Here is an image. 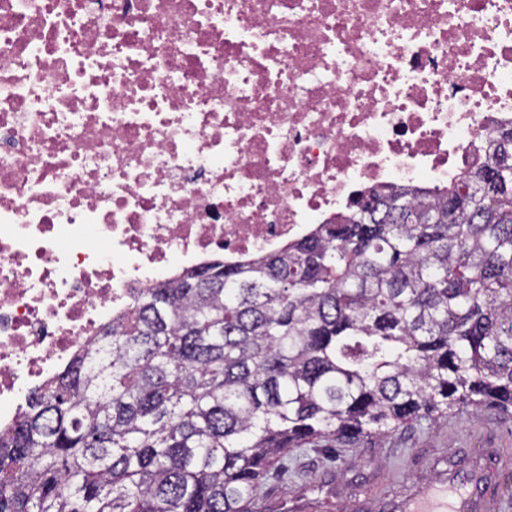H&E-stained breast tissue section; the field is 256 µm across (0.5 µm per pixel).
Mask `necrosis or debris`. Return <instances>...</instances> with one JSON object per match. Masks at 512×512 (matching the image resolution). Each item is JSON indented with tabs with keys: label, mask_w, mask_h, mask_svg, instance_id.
<instances>
[{
	"label": "necrosis or debris",
	"mask_w": 512,
	"mask_h": 512,
	"mask_svg": "<svg viewBox=\"0 0 512 512\" xmlns=\"http://www.w3.org/2000/svg\"><path fill=\"white\" fill-rule=\"evenodd\" d=\"M512 130V0H0V426L146 289Z\"/></svg>",
	"instance_id": "1"
}]
</instances>
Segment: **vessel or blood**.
Instances as JSON below:
<instances>
[{
  "label": "vessel or blood",
  "instance_id": "1",
  "mask_svg": "<svg viewBox=\"0 0 512 512\" xmlns=\"http://www.w3.org/2000/svg\"><path fill=\"white\" fill-rule=\"evenodd\" d=\"M499 466L448 468L408 497L386 502L387 512H496Z\"/></svg>",
  "mask_w": 512,
  "mask_h": 512
}]
</instances>
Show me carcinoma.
Returning <instances> with one entry per match:
<instances>
[{"label":"carcinoma","mask_w":512,"mask_h":512,"mask_svg":"<svg viewBox=\"0 0 512 512\" xmlns=\"http://www.w3.org/2000/svg\"><path fill=\"white\" fill-rule=\"evenodd\" d=\"M367 197L147 289L0 432V512H245L284 448L512 418V132L440 196Z\"/></svg>","instance_id":"1"}]
</instances>
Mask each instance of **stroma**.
I'll use <instances>...</instances> for the list:
<instances>
[{"instance_id": "1", "label": "stroma", "mask_w": 512, "mask_h": 512, "mask_svg": "<svg viewBox=\"0 0 512 512\" xmlns=\"http://www.w3.org/2000/svg\"><path fill=\"white\" fill-rule=\"evenodd\" d=\"M511 462L512 422L494 409H466L406 423L388 436L313 440L277 455L255 496L256 512H374L450 461Z\"/></svg>"}]
</instances>
